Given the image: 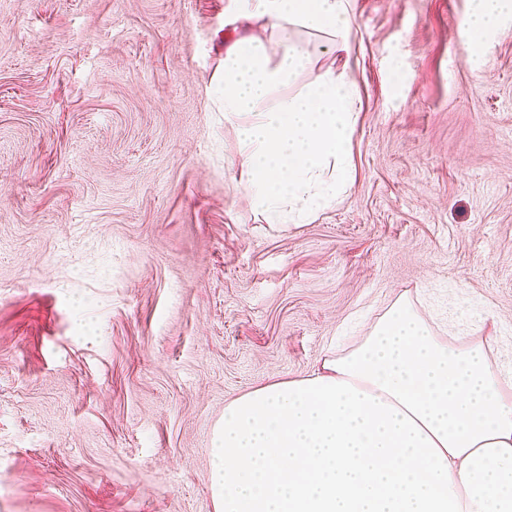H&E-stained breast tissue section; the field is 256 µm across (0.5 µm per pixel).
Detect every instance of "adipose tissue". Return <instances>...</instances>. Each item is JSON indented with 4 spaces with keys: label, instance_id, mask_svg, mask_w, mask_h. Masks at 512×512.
Returning <instances> with one entry per match:
<instances>
[{
    "label": "adipose tissue",
    "instance_id": "1",
    "mask_svg": "<svg viewBox=\"0 0 512 512\" xmlns=\"http://www.w3.org/2000/svg\"><path fill=\"white\" fill-rule=\"evenodd\" d=\"M240 2L282 38L274 55L250 33L224 51L240 183L269 220L305 224L352 183L360 94L346 68L295 87L313 58L291 34L349 54L351 0ZM511 19L512 0H471L463 23L482 52ZM211 455L216 512H512V377L399 299L350 353L225 406Z\"/></svg>",
    "mask_w": 512,
    "mask_h": 512
}]
</instances>
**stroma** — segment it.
I'll return each mask as SVG.
<instances>
[{"label":"stroma","instance_id":"35a3bbf8","mask_svg":"<svg viewBox=\"0 0 512 512\" xmlns=\"http://www.w3.org/2000/svg\"><path fill=\"white\" fill-rule=\"evenodd\" d=\"M351 0L342 199L270 224L215 90L236 0H0V512H215L227 404L398 297L512 372V21ZM512 19L511 0H471L463 20L479 55L486 50L491 33L503 22Z\"/></svg>","mask_w":512,"mask_h":512}]
</instances>
